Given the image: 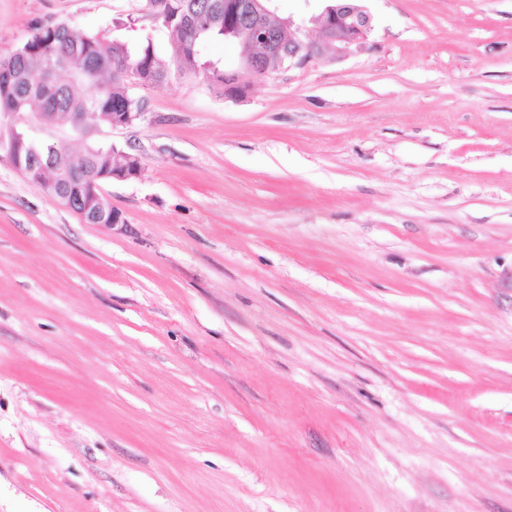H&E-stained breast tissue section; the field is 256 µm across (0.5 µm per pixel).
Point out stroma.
Wrapping results in <instances>:
<instances>
[{"mask_svg":"<svg viewBox=\"0 0 512 512\" xmlns=\"http://www.w3.org/2000/svg\"><path fill=\"white\" fill-rule=\"evenodd\" d=\"M350 54L135 87L120 228L0 161V512H512V0H366ZM129 43L140 0H0Z\"/></svg>","mask_w":512,"mask_h":512,"instance_id":"1","label":"stroma"}]
</instances>
